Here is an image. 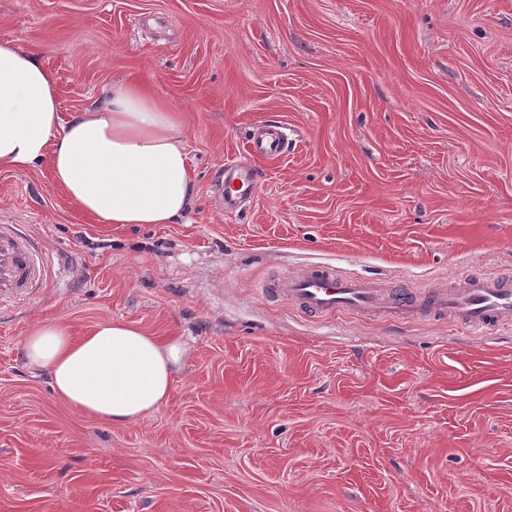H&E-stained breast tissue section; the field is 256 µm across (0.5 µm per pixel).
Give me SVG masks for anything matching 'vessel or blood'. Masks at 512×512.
<instances>
[{
	"mask_svg": "<svg viewBox=\"0 0 512 512\" xmlns=\"http://www.w3.org/2000/svg\"><path fill=\"white\" fill-rule=\"evenodd\" d=\"M285 126L271 121L249 138L247 151L259 159H276L288 151ZM256 184L252 170L228 157L224 160V209L243 205ZM46 263L34 242L16 225L0 224V300L27 299L46 282ZM270 296L284 298L316 317L358 313L367 317H405L423 310L438 313L462 327L485 332L512 326V282L496 275L455 280L448 288L420 301L408 291H393L377 280L340 275L328 264H312L290 271L271 283Z\"/></svg>",
	"mask_w": 512,
	"mask_h": 512,
	"instance_id": "1",
	"label": "vessel or blood"
}]
</instances>
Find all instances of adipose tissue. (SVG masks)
Masks as SVG:
<instances>
[{
  "label": "adipose tissue",
  "mask_w": 512,
  "mask_h": 512,
  "mask_svg": "<svg viewBox=\"0 0 512 512\" xmlns=\"http://www.w3.org/2000/svg\"><path fill=\"white\" fill-rule=\"evenodd\" d=\"M49 161L55 182L102 224H172L188 209L194 175L180 112L131 80L113 82L103 103L63 119L55 81L38 56L0 41V168ZM187 355L122 320L74 335L61 319L27 334L28 367L56 394L101 421L131 425L169 397Z\"/></svg>",
  "instance_id": "obj_1"
}]
</instances>
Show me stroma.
<instances>
[{
    "label": "stroma",
    "instance_id": "1",
    "mask_svg": "<svg viewBox=\"0 0 512 512\" xmlns=\"http://www.w3.org/2000/svg\"><path fill=\"white\" fill-rule=\"evenodd\" d=\"M63 118L133 78L182 112L174 224H100L49 162L0 170L47 284L0 306V512H512V328L312 318L261 287L312 263L422 295L512 278V0H0ZM287 154L250 157L253 129ZM259 171L221 206L224 159ZM179 336L129 426L28 369L32 325ZM271 121L259 127L249 138L247 152L259 159H276L288 151L287 127Z\"/></svg>",
    "mask_w": 512,
    "mask_h": 512
}]
</instances>
